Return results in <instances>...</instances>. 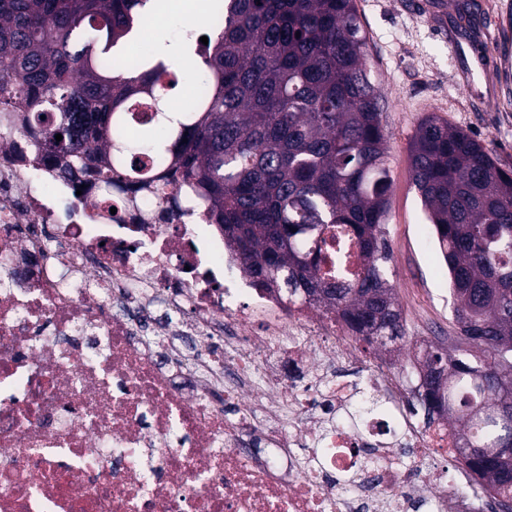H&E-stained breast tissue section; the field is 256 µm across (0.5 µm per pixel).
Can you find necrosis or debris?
Masks as SVG:
<instances>
[{
    "label": "necrosis or debris",
    "mask_w": 512,
    "mask_h": 512,
    "mask_svg": "<svg viewBox=\"0 0 512 512\" xmlns=\"http://www.w3.org/2000/svg\"><path fill=\"white\" fill-rule=\"evenodd\" d=\"M35 156L0 137V512H485L448 428L219 227L113 223Z\"/></svg>",
    "instance_id": "4bbe7bcc"
}]
</instances>
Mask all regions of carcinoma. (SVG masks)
I'll use <instances>...</instances> for the list:
<instances>
[{
	"label": "carcinoma",
	"mask_w": 512,
	"mask_h": 512,
	"mask_svg": "<svg viewBox=\"0 0 512 512\" xmlns=\"http://www.w3.org/2000/svg\"><path fill=\"white\" fill-rule=\"evenodd\" d=\"M149 3L0 0V114L26 116L48 168L117 189L127 206L150 194L164 220L217 224L258 286L325 307L370 347L406 345L386 228L388 135L356 0H211L205 31L183 45L191 64L159 46L128 66L119 41L139 32ZM189 79L192 107L168 117ZM409 160L453 308L452 334L420 361L417 399L497 488L494 512H512V173L435 113ZM329 229L354 240V273L318 265Z\"/></svg>",
	"instance_id": "obj_1"
}]
</instances>
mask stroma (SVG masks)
I'll return each mask as SVG.
<instances>
[{"instance_id": "1", "label": "stroma", "mask_w": 512, "mask_h": 512, "mask_svg": "<svg viewBox=\"0 0 512 512\" xmlns=\"http://www.w3.org/2000/svg\"><path fill=\"white\" fill-rule=\"evenodd\" d=\"M357 7L389 135L393 281L409 334L428 341L451 328L448 269L426 232L409 142L434 113L512 171V0H357ZM462 10L471 25L458 24Z\"/></svg>"}]
</instances>
